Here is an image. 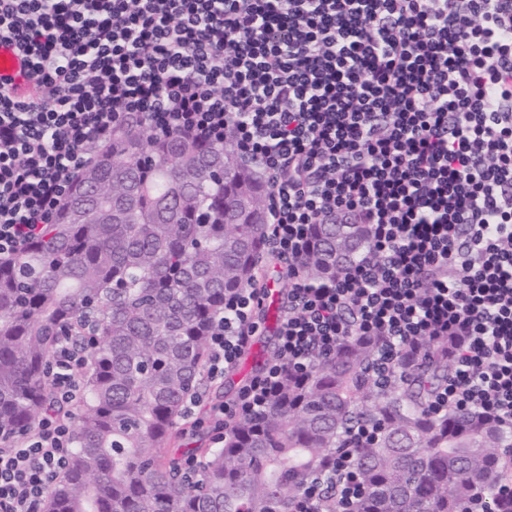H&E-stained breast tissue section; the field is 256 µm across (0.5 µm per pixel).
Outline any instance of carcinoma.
<instances>
[{"mask_svg":"<svg viewBox=\"0 0 512 512\" xmlns=\"http://www.w3.org/2000/svg\"><path fill=\"white\" fill-rule=\"evenodd\" d=\"M224 144L154 136L141 118L118 124L54 220L23 253L0 262V428L32 431L52 402L45 366L58 331H92L84 397L73 414V453L49 490L47 512H291L297 491L325 478L343 437L376 424L353 449L365 495L355 512H465L476 494L488 512L512 431L474 411L435 415L455 341L401 349L386 373L378 336H352L302 377L288 375L259 419L231 422L222 448H187L199 475L159 452L183 403L204 385L210 327L224 295L257 274L265 225L238 213L224 223V194L243 181L269 187L245 164L224 165ZM184 170L217 166L221 180ZM184 194L196 207L179 205ZM83 205L88 223L74 219ZM347 256L366 249L362 224H317L302 262L312 281L336 277V238Z\"/></svg>","mask_w":512,"mask_h":512,"instance_id":"cac0c4a2","label":"carcinoma"}]
</instances>
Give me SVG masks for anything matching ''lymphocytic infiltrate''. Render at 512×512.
<instances>
[{"mask_svg": "<svg viewBox=\"0 0 512 512\" xmlns=\"http://www.w3.org/2000/svg\"><path fill=\"white\" fill-rule=\"evenodd\" d=\"M0 41L36 86L18 99L0 83V260L54 219L131 113L158 136L229 144L268 183L266 252L288 279L276 358L214 410V443L348 336L384 337V366L456 337L429 412L512 425V0H0ZM343 211L368 248L312 282L311 228ZM262 291L225 295L209 381L256 335ZM86 358L58 337L54 409L30 433L0 432V512H44L73 451ZM378 433L354 428L336 453L340 512L364 493L352 451Z\"/></svg>", "mask_w": 512, "mask_h": 512, "instance_id": "obj_1", "label": "lymphocytic infiltrate"}]
</instances>
